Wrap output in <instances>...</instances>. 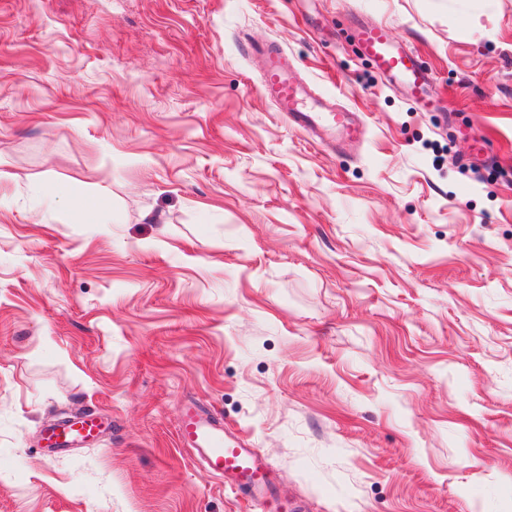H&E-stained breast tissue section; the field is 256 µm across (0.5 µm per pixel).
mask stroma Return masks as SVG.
Instances as JSON below:
<instances>
[{"label":"stroma","instance_id":"obj_1","mask_svg":"<svg viewBox=\"0 0 512 512\" xmlns=\"http://www.w3.org/2000/svg\"><path fill=\"white\" fill-rule=\"evenodd\" d=\"M269 42L361 143L262 96ZM0 155V512H251L190 401L302 512H512V0H0ZM357 38L363 52L369 56L380 74L390 85L399 86L415 99L429 104L432 73L419 57L397 42L383 23H362ZM177 438L225 488L242 495L250 506L288 512V506L274 496V475L266 459L210 412L187 403ZM95 427L92 421L69 420L47 430L44 440L56 448L65 449L90 437Z\"/></svg>","mask_w":512,"mask_h":512}]
</instances>
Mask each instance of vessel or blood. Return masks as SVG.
<instances>
[{"mask_svg":"<svg viewBox=\"0 0 512 512\" xmlns=\"http://www.w3.org/2000/svg\"><path fill=\"white\" fill-rule=\"evenodd\" d=\"M357 38L380 76L420 102H428L431 71L413 51L395 40L385 24H360ZM262 53L265 68L260 78L261 91L294 129L332 150L345 142L362 139L365 121L360 115L309 98L280 48L269 45ZM94 428V422L88 420H69L47 430L45 439L50 445L64 449L83 442ZM177 438L205 469L223 481L225 488L242 495L249 505L260 506L264 512H288L287 506L274 496V475L266 459L210 412L187 404L179 420Z\"/></svg>","mask_w":512,"mask_h":512,"instance_id":"obj_1","label":"vessel or blood"}]
</instances>
